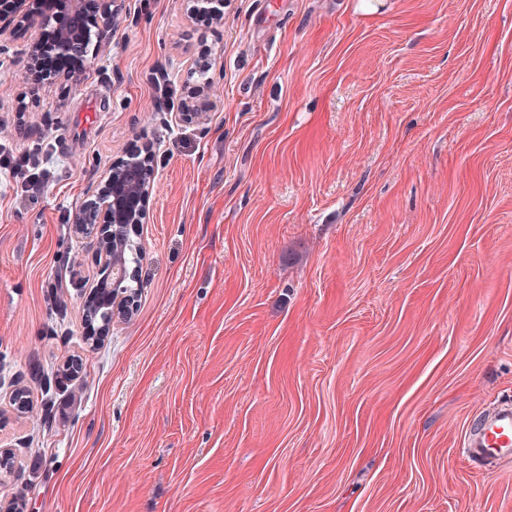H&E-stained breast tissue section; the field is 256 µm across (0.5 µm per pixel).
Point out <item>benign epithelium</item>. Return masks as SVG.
<instances>
[{
	"instance_id": "1",
	"label": "benign epithelium",
	"mask_w": 512,
	"mask_h": 512,
	"mask_svg": "<svg viewBox=\"0 0 512 512\" xmlns=\"http://www.w3.org/2000/svg\"><path fill=\"white\" fill-rule=\"evenodd\" d=\"M112 0H0V40L11 35L10 26L34 30L28 47V69L40 73L47 82H74L77 73L54 71L47 67L49 58H77L85 53L91 39L101 41L104 20L112 11ZM188 13L210 11L224 15V0H186ZM214 102L208 82L186 89L182 99L181 121L199 125L207 119ZM154 163L128 167L126 162H113L103 173L95 192L84 201L73 219L75 234L91 241L97 250L100 279L85 301L86 320L96 316L89 310L100 298L111 307L114 316L128 317L135 305L134 296L124 292L120 282L101 294L103 281L112 279L115 253L112 239L136 230L150 210Z\"/></svg>"
}]
</instances>
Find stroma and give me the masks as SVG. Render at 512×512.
I'll return each mask as SVG.
<instances>
[{
  "instance_id": "1",
  "label": "stroma",
  "mask_w": 512,
  "mask_h": 512,
  "mask_svg": "<svg viewBox=\"0 0 512 512\" xmlns=\"http://www.w3.org/2000/svg\"><path fill=\"white\" fill-rule=\"evenodd\" d=\"M0 43V505L24 512H512L462 455L512 397V0H120L77 81ZM206 53L214 108L177 105ZM154 156L137 309L97 348L72 220ZM83 373L61 380L70 358ZM3 169L8 170L10 174L21 175L23 178L24 191L38 189L43 184L45 173L35 164L31 163V158L27 154H20L19 156H12L5 158L3 162Z\"/></svg>"
}]
</instances>
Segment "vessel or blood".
<instances>
[{"label": "vessel or blood", "instance_id": "vessel-or-blood-1", "mask_svg": "<svg viewBox=\"0 0 512 512\" xmlns=\"http://www.w3.org/2000/svg\"><path fill=\"white\" fill-rule=\"evenodd\" d=\"M463 452L474 462L512 459V401H501L491 414L472 422L465 435Z\"/></svg>", "mask_w": 512, "mask_h": 512}]
</instances>
